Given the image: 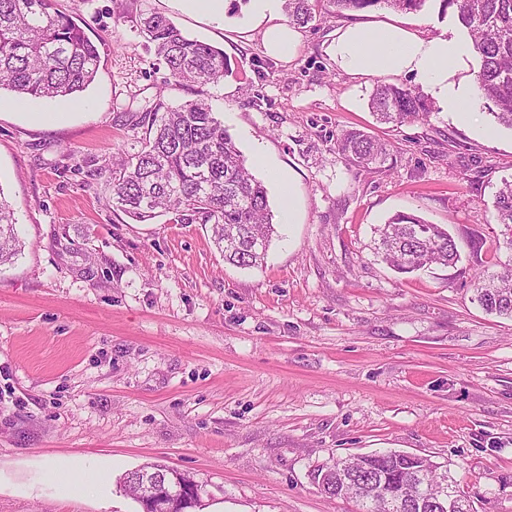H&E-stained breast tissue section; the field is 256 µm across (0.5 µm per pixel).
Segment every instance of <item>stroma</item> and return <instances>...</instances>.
I'll use <instances>...</instances> for the list:
<instances>
[{"label":"stroma","instance_id":"stroma-1","mask_svg":"<svg viewBox=\"0 0 512 512\" xmlns=\"http://www.w3.org/2000/svg\"><path fill=\"white\" fill-rule=\"evenodd\" d=\"M98 45L74 98L0 93V190L23 243L0 267V512H138L128 471L161 464L204 488L200 512H356L322 494L319 466L379 450L448 464L475 512H512V320L474 282L512 265L493 195L512 177V131L472 96L479 126L432 106L395 128L369 109L374 77L327 53L339 27L396 24L459 41L437 7L318 13L292 55H268L248 0L223 21L178 0H57ZM157 12L224 51L220 83L177 82L139 29ZM204 98L281 211L263 267L225 262L205 224L137 223L90 170L140 150L136 113L156 92ZM34 112H62L54 127ZM358 128L390 144L384 165L334 148ZM398 212L447 226L453 267L402 274L374 250ZM106 461L103 496L60 498L44 457Z\"/></svg>","mask_w":512,"mask_h":512}]
</instances>
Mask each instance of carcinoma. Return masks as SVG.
I'll return each mask as SVG.
<instances>
[{
    "instance_id": "cac0c4a2",
    "label": "carcinoma",
    "mask_w": 512,
    "mask_h": 512,
    "mask_svg": "<svg viewBox=\"0 0 512 512\" xmlns=\"http://www.w3.org/2000/svg\"><path fill=\"white\" fill-rule=\"evenodd\" d=\"M56 0H0V91L19 100L71 97L92 84L99 73L100 53L84 28L59 12ZM430 0H286L288 22L306 25L313 10L327 5L336 13L386 6L394 11L420 12ZM439 13H451L466 32L478 60L475 83L495 121L512 130V0H437ZM141 33L153 45L158 60L172 77L187 85L217 84L229 71L224 51L185 35L159 13L140 19ZM370 106L377 122L403 124L429 115L421 95L380 81ZM141 123L152 137L141 149L112 166V205L132 220L145 223L164 214L180 224H210L224 261L255 267L265 259L275 234L268 191L253 176L224 122L203 99L170 106L162 95L141 112ZM336 151L356 165L383 164L387 145L360 129L336 136ZM497 221L512 236V179L503 180L495 194ZM378 254L399 273L433 265L453 267L460 260L448 229L413 213L398 212L376 229ZM21 251L15 232L13 204L0 188V266ZM476 298L489 314L512 320V270L478 277ZM396 451L376 452L374 463L339 458L317 470L324 495L349 498L358 512H384L373 491L380 478L401 474L408 498L425 489L432 498L441 492L443 465L419 457L414 471H401ZM191 477L175 469L145 465L124 475L120 486L139 504L140 480ZM163 512H193L201 500L165 495Z\"/></svg>"
}]
</instances>
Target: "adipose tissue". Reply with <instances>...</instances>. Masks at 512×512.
Instances as JSON below:
<instances>
[{
	"instance_id": "obj_1",
	"label": "adipose tissue",
	"mask_w": 512,
	"mask_h": 512,
	"mask_svg": "<svg viewBox=\"0 0 512 512\" xmlns=\"http://www.w3.org/2000/svg\"><path fill=\"white\" fill-rule=\"evenodd\" d=\"M278 2L249 0V19L261 26L262 45L272 56L292 51L299 40L296 29L279 17ZM328 54L341 70L356 77L417 74L457 124L477 123L469 82L461 76L466 49L459 43L441 36L425 38L393 24L371 28L354 23L337 30Z\"/></svg>"
}]
</instances>
